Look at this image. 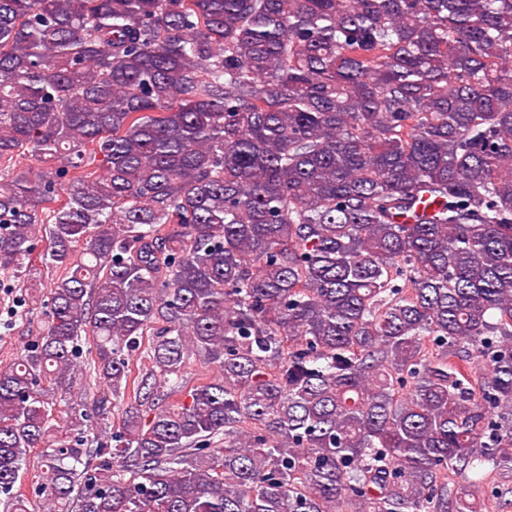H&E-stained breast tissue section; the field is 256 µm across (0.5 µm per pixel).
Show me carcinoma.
<instances>
[{
	"mask_svg": "<svg viewBox=\"0 0 512 512\" xmlns=\"http://www.w3.org/2000/svg\"><path fill=\"white\" fill-rule=\"evenodd\" d=\"M19 152L0 269L62 275L3 512L30 448L46 512H477L512 469V0H0Z\"/></svg>",
	"mask_w": 512,
	"mask_h": 512,
	"instance_id": "carcinoma-1",
	"label": "carcinoma"
}]
</instances>
